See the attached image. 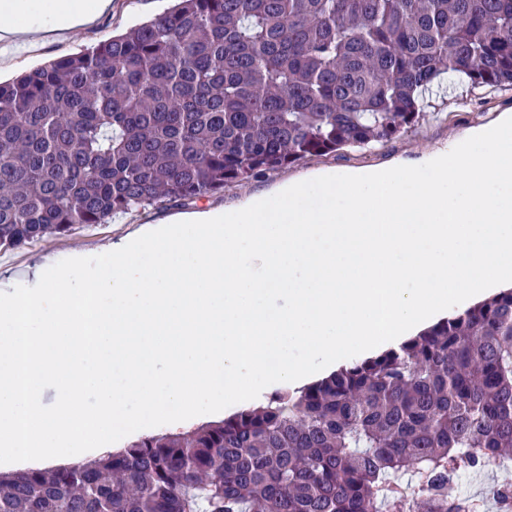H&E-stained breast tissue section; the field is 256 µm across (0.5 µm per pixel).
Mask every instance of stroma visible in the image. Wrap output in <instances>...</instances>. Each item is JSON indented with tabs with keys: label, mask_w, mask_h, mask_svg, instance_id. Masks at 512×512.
I'll list each match as a JSON object with an SVG mask.
<instances>
[{
	"label": "stroma",
	"mask_w": 512,
	"mask_h": 512,
	"mask_svg": "<svg viewBox=\"0 0 512 512\" xmlns=\"http://www.w3.org/2000/svg\"><path fill=\"white\" fill-rule=\"evenodd\" d=\"M170 0H112V9L93 25L71 31L64 38L48 41L36 49L18 54L13 67L0 73V81L11 80L21 73L58 58L95 46L113 35L149 21L169 8ZM423 115L407 132L388 142L369 148L346 147L338 151L307 157L299 163L265 175L226 184L223 191L197 201V208H229L243 195L268 189L275 183L301 173L336 168L359 170L388 164L396 159L410 162L426 152L447 146L452 139L474 127L492 125L501 113H512V94L490 85H476L467 78H454L420 97ZM178 205L165 203L139 207L116 215L108 224L63 238H49L40 245L0 254V271L22 274L34 259L49 257L60 261L78 248L108 246L125 228L145 221H156L178 212Z\"/></svg>",
	"instance_id": "obj_1"
}]
</instances>
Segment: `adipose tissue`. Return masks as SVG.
<instances>
[{
  "label": "adipose tissue",
  "mask_w": 512,
  "mask_h": 512,
  "mask_svg": "<svg viewBox=\"0 0 512 512\" xmlns=\"http://www.w3.org/2000/svg\"><path fill=\"white\" fill-rule=\"evenodd\" d=\"M112 0H0V41L33 47L90 25Z\"/></svg>",
  "instance_id": "ef3b65f1"
}]
</instances>
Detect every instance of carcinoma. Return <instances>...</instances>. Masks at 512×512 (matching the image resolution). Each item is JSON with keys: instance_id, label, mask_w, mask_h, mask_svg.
Here are the masks:
<instances>
[{"instance_id": "carcinoma-1", "label": "carcinoma", "mask_w": 512, "mask_h": 512, "mask_svg": "<svg viewBox=\"0 0 512 512\" xmlns=\"http://www.w3.org/2000/svg\"><path fill=\"white\" fill-rule=\"evenodd\" d=\"M512 88V0H176L0 82V253L191 203ZM512 463V288L294 392L105 458L0 473V512H467ZM509 481L512 483V468L503 469L494 465L486 467L476 477L469 474L463 477L464 488L474 494H482L491 484L497 482Z\"/></svg>"}]
</instances>
